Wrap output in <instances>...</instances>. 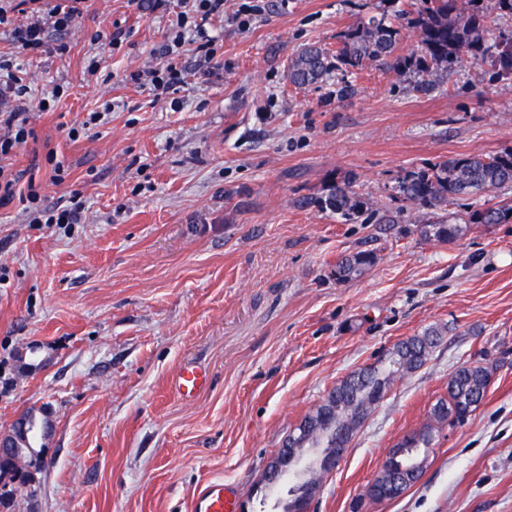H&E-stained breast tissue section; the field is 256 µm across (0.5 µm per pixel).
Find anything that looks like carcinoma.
Instances as JSON below:
<instances>
[{
  "instance_id": "carcinoma-1",
  "label": "carcinoma",
  "mask_w": 512,
  "mask_h": 512,
  "mask_svg": "<svg viewBox=\"0 0 512 512\" xmlns=\"http://www.w3.org/2000/svg\"><path fill=\"white\" fill-rule=\"evenodd\" d=\"M512 15V0H421L415 11L399 10L392 15H371L348 30L336 49V62L357 70L367 65H385L397 75L413 74L419 87H437L444 72L463 63L464 56L488 64L501 80H512V36L495 34L497 21ZM418 36L421 55H400V36L405 28ZM331 52L318 46L303 48L291 60L289 81L297 87L315 85L331 71ZM512 190V151L450 158L431 168L412 171L398 182V191L413 203L448 202L456 198ZM322 207L352 222L367 210V202L350 183L335 185ZM512 221V203L502 202L469 214L462 224H425L421 234L429 241L453 243L466 236L475 224H503ZM376 257L359 251L340 257L333 274L338 282L364 275ZM444 336V329L431 327L420 336L403 339L388 352L393 360L359 367L340 380L325 403L307 413L296 424L304 430L310 448H329L342 431L356 436L376 408L377 396L388 393L394 381L421 368ZM494 369L483 361L466 362L448 377V396L440 398L428 412L426 423L403 438L398 447L406 449L402 459L407 470L391 480L408 490L418 475L414 467L427 457L435 432L446 423L462 424L482 403Z\"/></svg>"
}]
</instances>
